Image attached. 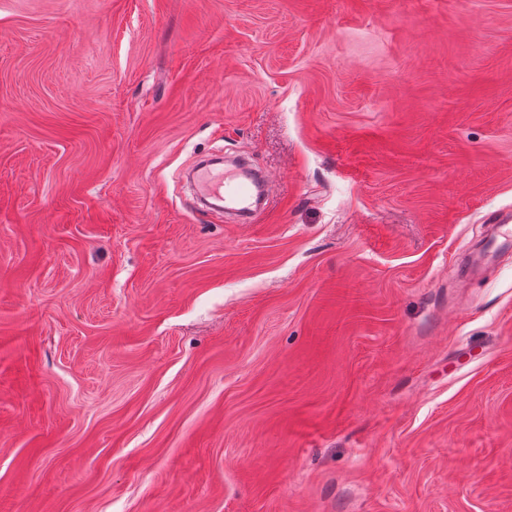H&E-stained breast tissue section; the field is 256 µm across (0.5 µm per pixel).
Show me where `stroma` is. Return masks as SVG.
Masks as SVG:
<instances>
[{
	"label": "stroma",
	"instance_id": "35a3bbf8",
	"mask_svg": "<svg viewBox=\"0 0 512 512\" xmlns=\"http://www.w3.org/2000/svg\"><path fill=\"white\" fill-rule=\"evenodd\" d=\"M509 209L512 0H0V512H512ZM244 168L224 170L212 165L194 166L193 183L196 193L202 199H216L224 202V212L232 213L247 220H254L260 200L255 189L259 184L266 187L264 176Z\"/></svg>",
	"mask_w": 512,
	"mask_h": 512
}]
</instances>
